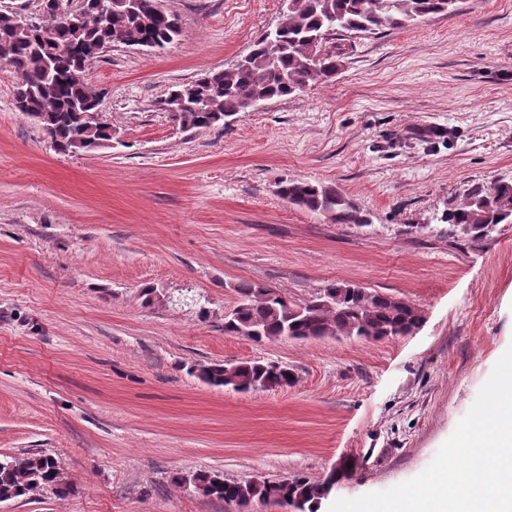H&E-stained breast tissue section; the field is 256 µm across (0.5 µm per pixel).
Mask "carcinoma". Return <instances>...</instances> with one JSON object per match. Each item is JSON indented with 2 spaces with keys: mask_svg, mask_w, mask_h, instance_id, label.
I'll return each instance as SVG.
<instances>
[{
  "mask_svg": "<svg viewBox=\"0 0 512 512\" xmlns=\"http://www.w3.org/2000/svg\"><path fill=\"white\" fill-rule=\"evenodd\" d=\"M82 0L70 17L60 21L54 0H40L45 21L30 24L13 12H0V52L7 71L16 77L13 96L18 111L39 125L61 153L93 152L112 140V126L98 119L100 91L85 81L90 60L116 42L149 41L161 48L182 33L177 15L160 0ZM458 0H288L277 26L278 50L267 51L266 36L253 43L244 63L203 73L179 85L160 100L184 129L224 125L229 114L247 111L254 98L277 99L299 94L332 81L339 55L327 47L340 31L376 34L385 29L414 26L434 15L456 9ZM277 194L301 210L328 217L336 224H367L369 220L348 197L320 183L285 178ZM440 220L476 238L492 224L512 223V181L476 182L462 198H451ZM238 301L224 317V333L264 339L326 336L388 338L408 334L421 310L402 299L344 282H331L307 300L302 315L295 302L274 288L254 282L236 285ZM235 377L240 392L266 389L286 379L272 360L200 366L196 377L213 387L224 386V375ZM203 495L245 510L253 502L287 505L294 512H319L332 489V478L311 481H227L219 474L180 477ZM52 488L59 497L70 494L59 462L50 455L0 461V502Z\"/></svg>",
  "mask_w": 512,
  "mask_h": 512,
  "instance_id": "1",
  "label": "carcinoma"
}]
</instances>
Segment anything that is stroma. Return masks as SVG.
Returning a JSON list of instances; mask_svg holds the SVG:
<instances>
[{"instance_id": "35a3bbf8", "label": "stroma", "mask_w": 512, "mask_h": 512, "mask_svg": "<svg viewBox=\"0 0 512 512\" xmlns=\"http://www.w3.org/2000/svg\"><path fill=\"white\" fill-rule=\"evenodd\" d=\"M162 4L179 40L151 56L116 43L86 68L111 148L56 151L0 70V460L54 456L73 489L0 512H239L175 482L200 471L331 476L327 510L418 475L512 346V224L473 239L439 220L469 185L512 180V0L337 34L333 82L210 130L160 100L232 67L283 2ZM286 177L336 187L368 223L296 209ZM242 281L293 301L350 282L425 321L255 342L224 332ZM243 360L295 381L237 392L188 373Z\"/></svg>"}]
</instances>
